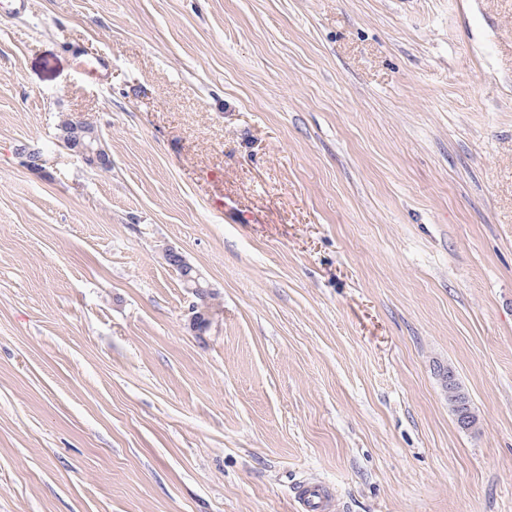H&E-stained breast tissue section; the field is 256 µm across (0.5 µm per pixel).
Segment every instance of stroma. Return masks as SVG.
Returning <instances> with one entry per match:
<instances>
[{
    "label": "stroma",
    "mask_w": 512,
    "mask_h": 512,
    "mask_svg": "<svg viewBox=\"0 0 512 512\" xmlns=\"http://www.w3.org/2000/svg\"><path fill=\"white\" fill-rule=\"evenodd\" d=\"M312 478L338 512H512V0H27L0 512H300ZM59 139L89 166L108 169L112 162L108 153L101 147L95 129L82 121L65 119L58 125ZM164 257L167 263L179 272L184 288L198 300L189 309V326L191 330L201 334V330L207 329L211 324L213 315L209 302L210 287L204 282L199 270L193 267L178 250L167 248Z\"/></svg>",
    "instance_id": "stroma-1"
}]
</instances>
